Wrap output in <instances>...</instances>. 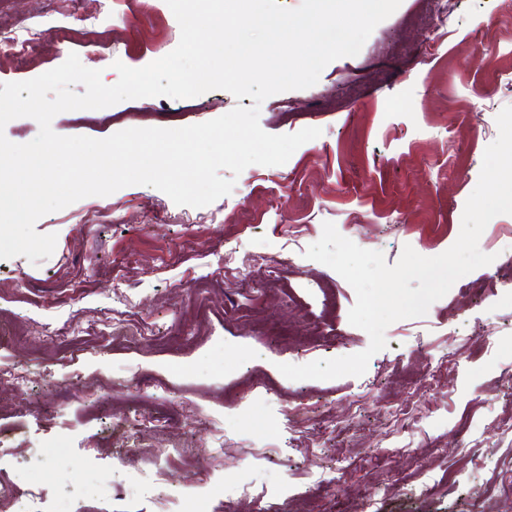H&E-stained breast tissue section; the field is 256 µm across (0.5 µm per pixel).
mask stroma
I'll return each mask as SVG.
<instances>
[{
	"label": "stroma",
	"mask_w": 512,
	"mask_h": 512,
	"mask_svg": "<svg viewBox=\"0 0 512 512\" xmlns=\"http://www.w3.org/2000/svg\"><path fill=\"white\" fill-rule=\"evenodd\" d=\"M101 6L95 33L64 42L54 25L70 0H0V29L42 25L39 55L1 58L0 83L74 52L112 85L114 62L140 68L179 43L165 0ZM430 8L402 0L357 56L264 100L265 132L322 131L285 164L247 167L231 194L200 208L145 185L83 198L37 221L57 236L51 257L0 260V319L17 331L0 336V365L27 378L22 389L0 385L1 481L28 474L39 512H159L135 490L156 466L166 492L200 512H512V215L480 238L493 262L424 316L392 323L362 376L292 381L278 369L370 343L348 321L354 289L304 256L324 222L390 265L404 246L433 257L460 233L496 116L512 106V0H458L426 45L411 20ZM191 103L177 122L179 100L160 96L63 112L52 128L103 139L253 101L216 89ZM48 324L69 329L65 346H42ZM138 409L175 424L139 430ZM87 479L97 496H75Z\"/></svg>",
	"instance_id": "1"
}]
</instances>
